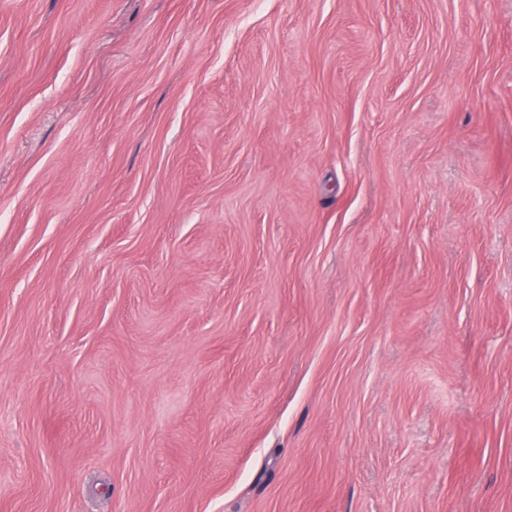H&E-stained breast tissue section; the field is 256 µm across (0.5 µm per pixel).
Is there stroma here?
Returning <instances> with one entry per match:
<instances>
[{
	"mask_svg": "<svg viewBox=\"0 0 512 512\" xmlns=\"http://www.w3.org/2000/svg\"><path fill=\"white\" fill-rule=\"evenodd\" d=\"M0 512H512V0H0Z\"/></svg>",
	"mask_w": 512,
	"mask_h": 512,
	"instance_id": "1",
	"label": "stroma"
}]
</instances>
